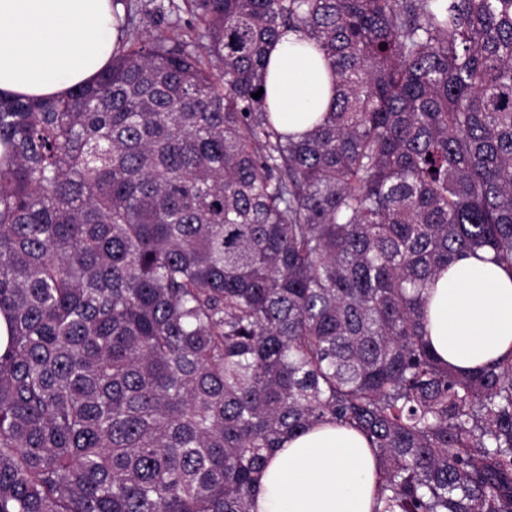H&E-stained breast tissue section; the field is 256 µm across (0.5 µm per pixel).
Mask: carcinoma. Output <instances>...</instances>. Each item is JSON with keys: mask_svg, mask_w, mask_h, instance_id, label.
I'll return each instance as SVG.
<instances>
[{"mask_svg": "<svg viewBox=\"0 0 512 512\" xmlns=\"http://www.w3.org/2000/svg\"><path fill=\"white\" fill-rule=\"evenodd\" d=\"M119 2L92 82L0 95V512H250L325 422L375 512H512V361L452 369L423 310L512 271V0ZM290 30L335 89L300 140L252 97Z\"/></svg>", "mask_w": 512, "mask_h": 512, "instance_id": "cac0c4a2", "label": "carcinoma"}]
</instances>
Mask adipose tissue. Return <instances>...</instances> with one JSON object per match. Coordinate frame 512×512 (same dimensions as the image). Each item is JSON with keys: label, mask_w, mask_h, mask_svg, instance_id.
Wrapping results in <instances>:
<instances>
[{"label": "adipose tissue", "mask_w": 512, "mask_h": 512, "mask_svg": "<svg viewBox=\"0 0 512 512\" xmlns=\"http://www.w3.org/2000/svg\"><path fill=\"white\" fill-rule=\"evenodd\" d=\"M112 0H0V93L61 96L92 81L112 59ZM268 102L282 130L309 131L334 97L328 62L297 33L269 51ZM426 338L451 366L512 359V272L470 256L424 292ZM373 452L358 431L323 424L284 439L261 477L251 512H373Z\"/></svg>", "instance_id": "1"}]
</instances>
